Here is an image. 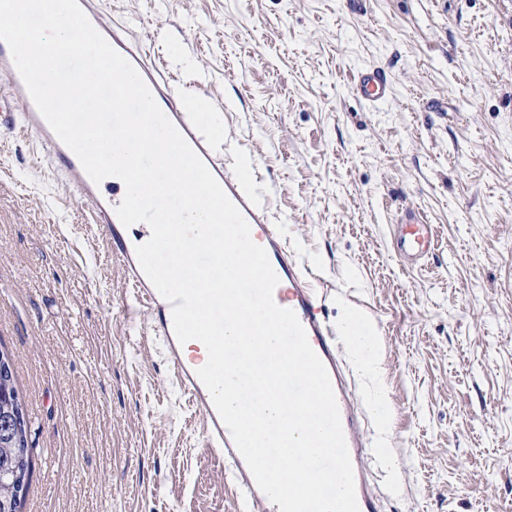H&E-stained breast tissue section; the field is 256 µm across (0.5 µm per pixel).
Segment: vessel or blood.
<instances>
[{"label": "vessel or blood", "mask_w": 512, "mask_h": 512, "mask_svg": "<svg viewBox=\"0 0 512 512\" xmlns=\"http://www.w3.org/2000/svg\"><path fill=\"white\" fill-rule=\"evenodd\" d=\"M92 25L138 70L151 89L165 116L182 133L238 206L251 228L252 237L262 246L280 282L288 286V307L304 327L309 343L324 363L338 402L342 427L349 450L360 512H382L381 501L371 488L366 444L361 437L362 410L349 382L336 326L324 312V297L307 279V272L289 251L279 226L273 224L270 207L258 189L251 186L238 170L230 168L227 158L207 128V115L188 109L187 95L163 72V63L153 48L143 44L134 25L107 17L102 0H78ZM387 77L384 72L363 68L354 76L349 90L363 103L374 106L386 99ZM0 131L33 138L55 178L76 189L85 208L81 221L94 225L106 243L107 253L121 267L127 283L134 288V301L125 310L139 319L149 335L157 337L172 362L176 381L201 414L205 445L214 457L222 459L225 475L233 486L238 512H279L258 488L232 437L205 395L197 375V361H184L172 322V306L155 289L140 268L135 239L119 221L115 209L125 194L123 182L111 189L95 184L85 173L75 153L52 131L30 98L19 75L8 45L0 41ZM397 255L406 265H413L432 248V225L412 210L406 211L399 226Z\"/></svg>", "instance_id": "b4317fda"}]
</instances>
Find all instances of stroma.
<instances>
[{
  "instance_id": "35a3bbf8",
  "label": "stroma",
  "mask_w": 512,
  "mask_h": 512,
  "mask_svg": "<svg viewBox=\"0 0 512 512\" xmlns=\"http://www.w3.org/2000/svg\"><path fill=\"white\" fill-rule=\"evenodd\" d=\"M230 132L288 245L354 311L345 360L383 512H512V0H104ZM386 72L359 103L357 70ZM0 133V344L34 448L26 512H236L82 203ZM434 225L395 254L403 209ZM386 88L385 73L371 68L360 69L349 86L350 93L354 97L370 106L386 100ZM350 317L348 314L342 322V330L347 335L356 355L363 357L367 356V362L363 365L366 368L368 365L375 366L379 363L380 355L378 349L373 345V336H361L356 331H353L350 326Z\"/></svg>"
}]
</instances>
